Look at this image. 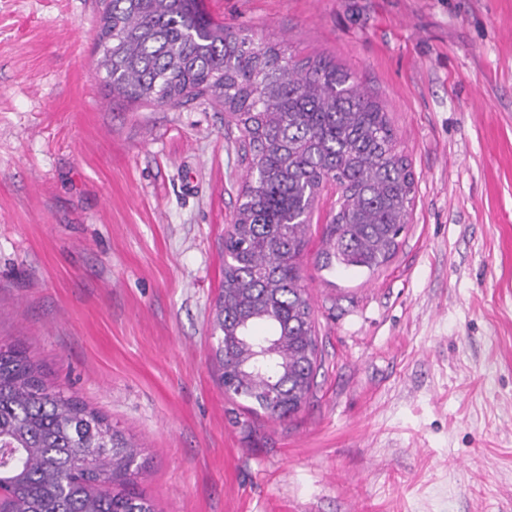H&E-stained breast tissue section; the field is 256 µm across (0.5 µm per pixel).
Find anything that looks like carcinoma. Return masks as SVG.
I'll list each match as a JSON object with an SVG mask.
<instances>
[{
  "mask_svg": "<svg viewBox=\"0 0 512 512\" xmlns=\"http://www.w3.org/2000/svg\"><path fill=\"white\" fill-rule=\"evenodd\" d=\"M98 47L112 95L171 107L205 97L247 141L215 369L225 394L269 419L295 414L321 366L300 284L320 188L340 192L323 268L376 270L409 224L415 177L387 112L335 64L293 63L214 22L202 0H104ZM137 456L106 417L47 384L25 350L0 343V512H155Z\"/></svg>",
  "mask_w": 512,
  "mask_h": 512,
  "instance_id": "cac0c4a2",
  "label": "carcinoma"
}]
</instances>
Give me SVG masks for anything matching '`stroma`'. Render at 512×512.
<instances>
[{"mask_svg": "<svg viewBox=\"0 0 512 512\" xmlns=\"http://www.w3.org/2000/svg\"><path fill=\"white\" fill-rule=\"evenodd\" d=\"M385 107L415 174L380 269L301 258L322 366L271 420L212 367L246 168L222 108L114 97L100 0H0V341L138 447L157 512H512V0H203Z\"/></svg>", "mask_w": 512, "mask_h": 512, "instance_id": "1", "label": "stroma"}]
</instances>
